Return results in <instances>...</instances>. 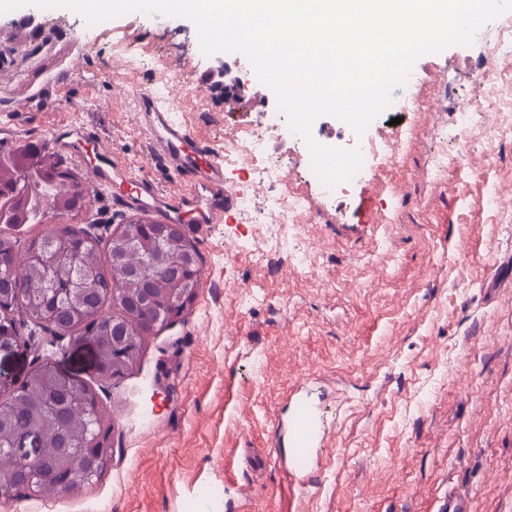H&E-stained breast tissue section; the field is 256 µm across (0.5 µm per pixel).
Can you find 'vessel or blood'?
<instances>
[{"label":"vessel or blood","instance_id":"1","mask_svg":"<svg viewBox=\"0 0 512 512\" xmlns=\"http://www.w3.org/2000/svg\"><path fill=\"white\" fill-rule=\"evenodd\" d=\"M134 99L135 123L167 167L187 179L185 193L164 192L153 179L135 173L127 157L86 125L71 123L51 129L49 145L87 166L92 185L112 192L125 210L182 225L190 235L197 234L203 225L222 223L236 202L234 191L224 181L223 161L187 124L174 118L159 93L145 86L135 90ZM292 425L290 464L295 468L308 466L311 448L332 438L335 431L300 400L294 405Z\"/></svg>","mask_w":512,"mask_h":512}]
</instances>
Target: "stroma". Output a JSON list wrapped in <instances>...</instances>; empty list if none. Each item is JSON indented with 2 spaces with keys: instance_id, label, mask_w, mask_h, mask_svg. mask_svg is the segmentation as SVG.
<instances>
[{
  "instance_id": "stroma-1",
  "label": "stroma",
  "mask_w": 512,
  "mask_h": 512,
  "mask_svg": "<svg viewBox=\"0 0 512 512\" xmlns=\"http://www.w3.org/2000/svg\"><path fill=\"white\" fill-rule=\"evenodd\" d=\"M19 16L0 14V120L30 102L16 112L15 142L78 121L182 192L115 85L177 86V118L218 152L257 118L201 88L207 70L228 64L276 105L239 54H199L189 20L135 12L94 28L44 9L43 29L21 41ZM117 29L128 36L121 51ZM485 54L477 40L419 57L424 107L401 115L413 131L402 155L332 195L289 132L266 146L283 176L269 194L255 193L249 167L227 163L225 180L257 207L271 194L306 199L309 267L269 250L275 225L241 211L205 225L198 296L151 336L132 374L99 378L88 341L53 358L111 414V468L79 494L0 502V512H437L451 488L471 496L472 512H512V204L484 203L512 189V165L490 137L496 113L481 133L456 125L458 102L487 94L472 80ZM440 152L448 168L435 175ZM298 388L335 437L314 449L317 466L289 471L279 457Z\"/></svg>"
}]
</instances>
